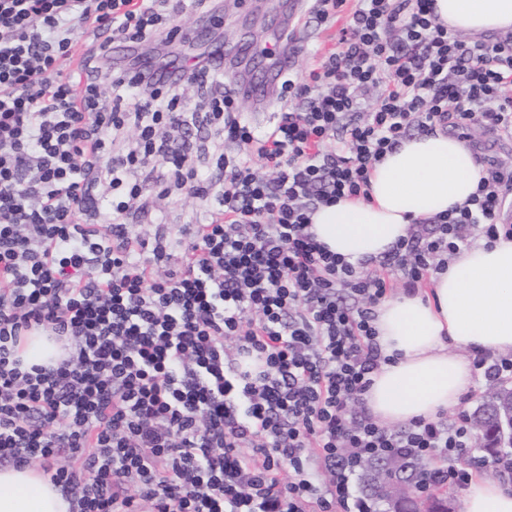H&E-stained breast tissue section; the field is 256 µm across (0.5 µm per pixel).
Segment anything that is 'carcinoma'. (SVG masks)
I'll return each mask as SVG.
<instances>
[{
	"label": "carcinoma",
	"mask_w": 512,
	"mask_h": 512,
	"mask_svg": "<svg viewBox=\"0 0 512 512\" xmlns=\"http://www.w3.org/2000/svg\"><path fill=\"white\" fill-rule=\"evenodd\" d=\"M511 395L512 390L504 385L490 390L473 415L475 428L486 441L483 452L490 456H512V428L506 423L498 425L500 408ZM427 470L424 461L394 465L373 462L364 473L365 488L369 495L385 502L386 512H448V495L443 491L431 494L427 501L412 497Z\"/></svg>",
	"instance_id": "1"
}]
</instances>
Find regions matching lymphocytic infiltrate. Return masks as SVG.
Returning <instances> with one entry per match:
<instances>
[{
  "mask_svg": "<svg viewBox=\"0 0 512 512\" xmlns=\"http://www.w3.org/2000/svg\"><path fill=\"white\" fill-rule=\"evenodd\" d=\"M188 5L223 25L222 0H0V465L39 467L70 512H372L365 460L472 445L463 412L402 429L368 413L388 361L376 308L392 278L411 290L477 240L512 239V169L484 162L470 205L365 261L332 253L311 216L367 197L409 132L511 137L512 35L463 40L433 0H310L336 43L283 81L293 106L259 135L211 59L102 72L107 42L172 43ZM212 137L241 153L200 165ZM151 188L211 207L132 233ZM34 333L63 358L24 362Z\"/></svg>",
  "mask_w": 512,
  "mask_h": 512,
  "instance_id": "obj_1",
  "label": "lymphocytic infiltrate"
}]
</instances>
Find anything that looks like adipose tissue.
I'll return each mask as SVG.
<instances>
[{
  "mask_svg": "<svg viewBox=\"0 0 512 512\" xmlns=\"http://www.w3.org/2000/svg\"><path fill=\"white\" fill-rule=\"evenodd\" d=\"M449 29L512 32V0H434ZM482 168L463 140L438 131L401 141L376 162L368 199H342L312 215L332 252L375 258L412 224L467 205ZM428 297L402 295L378 305L374 326L390 361L366 395L385 425L434 420L456 406L473 380L471 351L512 355V239L480 242L431 274ZM0 512H68L62 493L33 466L0 467ZM464 512H512V490L496 478L472 480Z\"/></svg>",
  "mask_w": 512,
  "mask_h": 512,
  "instance_id": "adipose-tissue-1",
  "label": "adipose tissue"
}]
</instances>
